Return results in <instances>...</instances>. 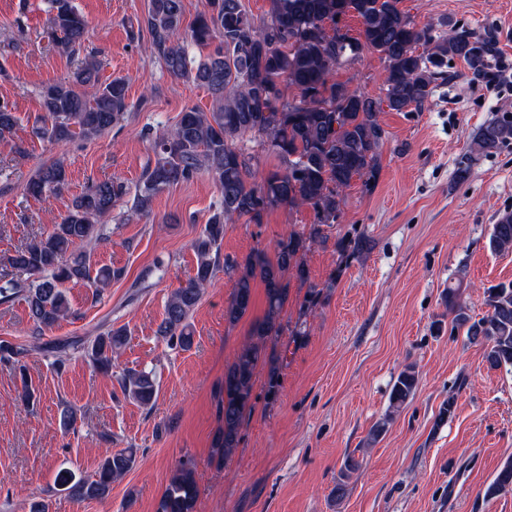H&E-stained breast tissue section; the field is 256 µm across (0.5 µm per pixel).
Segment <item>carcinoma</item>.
I'll list each match as a JSON object with an SVG mask.
<instances>
[{"label": "carcinoma", "instance_id": "cac0c4a2", "mask_svg": "<svg viewBox=\"0 0 512 512\" xmlns=\"http://www.w3.org/2000/svg\"><path fill=\"white\" fill-rule=\"evenodd\" d=\"M57 44L69 56L79 54L87 23L72 0H49ZM402 0H270L267 17L258 22L244 0H205L188 27H183V0H151L146 25L154 51L166 70L207 88L215 98L210 112L186 109L175 127L153 140L154 162L139 179L130 211L147 214L153 199L163 190L207 174L220 192L207 224L192 241L196 271L189 282L175 289L165 306L156 335L170 346L191 348L189 319L205 288L217 271L234 280L225 320L234 325L250 311L254 286L263 285L266 308L250 325L249 339L224 370L219 410L223 425L214 448L228 459L240 443V428L252 409L257 368L273 362L268 341L280 336L281 314L289 299L288 274L304 280L306 238L291 235L280 240L274 257L256 249L244 260L220 256L224 224L245 217L255 224L271 209L307 205L314 223L334 224L339 217L342 193L353 178L364 185L376 181L383 139L379 114L417 112L431 98L436 81L448 61H463L474 78L484 75L497 52L495 40L481 37L451 20L419 25L401 7ZM359 21V36L336 46L330 27L338 20ZM213 47L205 57H190L189 47ZM426 46L428 50L419 51ZM380 54L385 62V95L372 98L333 80L334 73L360 57L362 50ZM100 62L89 54L79 60L68 79L40 91L46 112L36 135L52 143L66 142L75 134L91 140L101 136L129 111L128 80H100ZM297 90L284 98L281 85ZM19 117L7 102L0 103V142L13 141ZM512 139V116L484 125L462 157L457 179L471 175V155L490 154ZM257 142L274 155L279 165L263 175L254 166L259 156L247 144ZM68 183L61 162L43 166L26 190L38 199L59 195ZM129 194L125 183L104 180L91 184L73 197L60 222L8 259L0 273V300L22 294L30 319L39 329L50 328L69 312L67 284L86 281L103 288L122 277L120 269H93L91 253L76 251L104 236L102 221ZM488 246L494 253L512 251V211L492 225ZM26 274L32 281L24 283ZM461 285L448 286L445 303L452 324L468 340L485 349L492 368L512 369V283L487 290L486 315L475 320L460 302ZM128 336L125 327H108L95 336L86 350L92 366L107 377ZM116 377V376H114ZM124 395L143 407L154 404L158 384L151 370H128L116 377ZM418 371L406 365L390 391L391 411L369 433L375 443L387 432L394 416L413 399ZM136 463L133 452L123 450L105 457L93 478L62 468L56 476L59 490L76 501L103 500L112 484ZM359 461L346 457L331 495L343 498ZM512 491V461L507 462L486 489L485 497ZM198 488L194 464L184 461L163 491L157 512H194Z\"/></svg>", "mask_w": 512, "mask_h": 512}]
</instances>
